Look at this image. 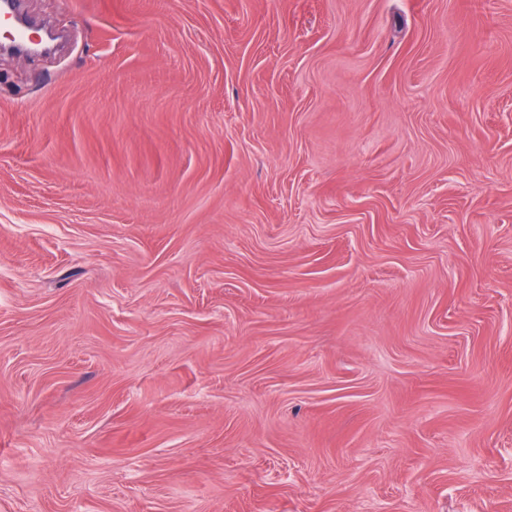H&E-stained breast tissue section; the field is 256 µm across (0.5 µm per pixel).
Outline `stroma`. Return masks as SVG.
<instances>
[{"instance_id": "obj_1", "label": "stroma", "mask_w": 512, "mask_h": 512, "mask_svg": "<svg viewBox=\"0 0 512 512\" xmlns=\"http://www.w3.org/2000/svg\"><path fill=\"white\" fill-rule=\"evenodd\" d=\"M0 512H512V0H22Z\"/></svg>"}]
</instances>
